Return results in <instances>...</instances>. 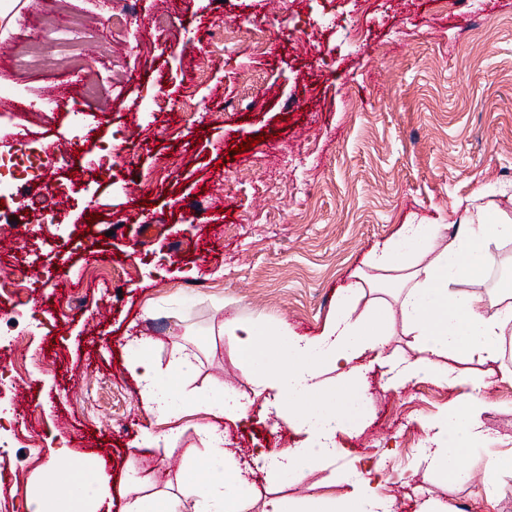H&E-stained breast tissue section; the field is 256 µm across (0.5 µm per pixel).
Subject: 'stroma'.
<instances>
[{
    "label": "stroma",
    "instance_id": "35a3bbf8",
    "mask_svg": "<svg viewBox=\"0 0 512 512\" xmlns=\"http://www.w3.org/2000/svg\"><path fill=\"white\" fill-rule=\"evenodd\" d=\"M135 0L129 27L113 25L122 0H0V39L59 40L79 65L0 66V81L21 86L23 112L0 114V152L21 141H58L45 175L28 179L0 222L25 226L0 249V276L22 279V302L0 304V354L24 349L33 368L0 392V404L28 414L10 426L11 481L0 503L30 512L43 495L38 469L59 447L107 463L111 512L132 494L174 495L192 512L181 474L199 447L205 416L168 424L148 415L126 372V345L151 337L167 364L179 346L197 356L189 392L238 391L247 413L224 427L242 463L256 448H290L302 436L277 424L266 390L246 375L222 331L235 317L318 335L339 288L376 243L407 217L452 220L457 205L495 187L512 190V0ZM243 35L223 46L225 13ZM336 24L325 28L322 15ZM83 25L59 36L66 19ZM261 23L278 45L255 53L247 34ZM363 27L360 40L348 33ZM123 92L106 105L87 83ZM72 84L79 107L42 112L49 84ZM193 103L194 112L181 108ZM83 121L71 136L72 110ZM259 137L248 150L240 143ZM125 156L104 163L103 147ZM123 181L115 189L113 178ZM67 182L55 221L29 214L26 198ZM96 222H88V215ZM39 334L14 329L18 307ZM345 450L302 479L251 476L255 506L271 496L351 493L347 467L379 465L396 512H419L429 497L453 512H512V474L496 478L494 503L473 484H453L420 460L425 432L455 388L412 382L385 387L366 374ZM482 421L512 446V386L485 392ZM67 417L68 432L56 427ZM180 429L171 441L145 433ZM44 447L30 451L31 441Z\"/></svg>",
    "mask_w": 512,
    "mask_h": 512
}]
</instances>
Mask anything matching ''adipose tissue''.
Here are the masks:
<instances>
[{
  "label": "adipose tissue",
  "instance_id": "adipose-tissue-1",
  "mask_svg": "<svg viewBox=\"0 0 512 512\" xmlns=\"http://www.w3.org/2000/svg\"><path fill=\"white\" fill-rule=\"evenodd\" d=\"M439 221L407 219L390 239L367 254L356 283L343 288L336 307L321 333L300 337L284 327H267L236 318L225 320L224 334L237 349L245 371L269 389V404L287 426L304 434V441L281 450H259L256 460L266 475L302 477L324 462L339 459L344 450L338 435L351 433V398L365 392L361 367L356 361L372 354L386 368V386L409 382L445 383L458 394L433 417L420 419L425 440L420 458L444 480L468 484L472 473L465 465L467 451L482 449L488 456L482 481L486 500L495 496L494 479L512 473V449H499L498 438L483 425L485 390L494 379L512 384V370L499 375L470 370V363L498 362L505 339L512 335V291L488 304L476 293L459 290L496 258L499 244L512 241V217L502 210L468 203L457 232L444 238ZM399 289L398 309L380 298L367 307L359 301L364 288ZM401 316L411 336L414 358L396 359L387 352L394 316ZM154 342L132 339L126 362L137 379L144 410L170 420L185 413H204L202 446L194 456L198 466L191 480L196 486L194 512H251V483L236 454L224 446L222 420L244 415L247 405L232 388L221 394L187 397L184 377L195 367L196 357L175 349L166 367L155 362ZM336 371L335 384L324 378ZM42 483L52 488L48 512H101L111 505L104 469L88 472L86 462L61 450L41 467ZM354 490L341 497L309 495L301 499L271 497L262 512H395V501L383 491L372 473L352 475Z\"/></svg>",
  "mask_w": 512,
  "mask_h": 512
}]
</instances>
